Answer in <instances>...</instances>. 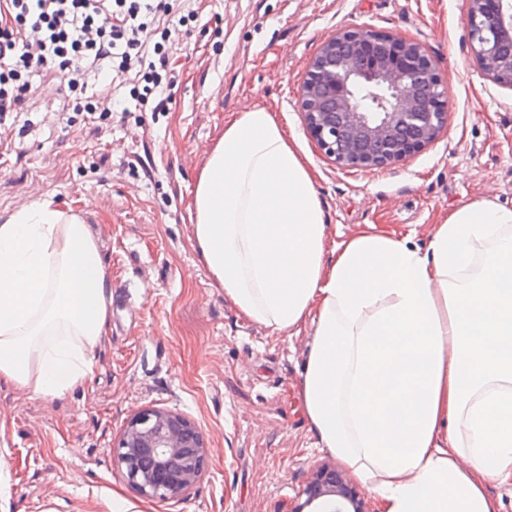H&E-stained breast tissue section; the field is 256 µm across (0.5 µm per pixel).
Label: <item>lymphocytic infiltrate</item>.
<instances>
[{"instance_id": "1", "label": "lymphocytic infiltrate", "mask_w": 512, "mask_h": 512, "mask_svg": "<svg viewBox=\"0 0 512 512\" xmlns=\"http://www.w3.org/2000/svg\"><path fill=\"white\" fill-rule=\"evenodd\" d=\"M198 19L187 0H0V132L29 129L33 82L55 71L91 125L116 111H168L174 47Z\"/></svg>"}]
</instances>
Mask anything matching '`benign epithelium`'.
Returning <instances> with one entry per match:
<instances>
[{
	"label": "benign epithelium",
	"instance_id": "1",
	"mask_svg": "<svg viewBox=\"0 0 512 512\" xmlns=\"http://www.w3.org/2000/svg\"><path fill=\"white\" fill-rule=\"evenodd\" d=\"M474 60L492 80L512 85V0H469ZM387 91L379 111L366 112L356 83ZM448 87L418 42L360 26L344 28L323 44L301 86L309 137L336 165L386 169L437 140L447 127ZM118 465L145 498L187 494L205 475L210 448L188 417L162 408L138 412L117 440ZM289 512H370L361 490L342 468L318 465Z\"/></svg>",
	"mask_w": 512,
	"mask_h": 512
}]
</instances>
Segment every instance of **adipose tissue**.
Here are the masks:
<instances>
[{"label":"adipose tissue","instance_id":"obj_1","mask_svg":"<svg viewBox=\"0 0 512 512\" xmlns=\"http://www.w3.org/2000/svg\"><path fill=\"white\" fill-rule=\"evenodd\" d=\"M200 259L247 319L312 324L300 397L321 447L380 512H498L512 479V207L468 202L428 246L335 247L310 170L266 108L239 112L196 177ZM112 287L81 210L0 214V380L59 397L91 372Z\"/></svg>","mask_w":512,"mask_h":512}]
</instances>
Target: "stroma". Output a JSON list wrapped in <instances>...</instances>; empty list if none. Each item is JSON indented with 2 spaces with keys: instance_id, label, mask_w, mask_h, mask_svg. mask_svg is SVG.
Returning a JSON list of instances; mask_svg holds the SVG:
<instances>
[{
  "instance_id": "stroma-1",
  "label": "stroma",
  "mask_w": 512,
  "mask_h": 512,
  "mask_svg": "<svg viewBox=\"0 0 512 512\" xmlns=\"http://www.w3.org/2000/svg\"><path fill=\"white\" fill-rule=\"evenodd\" d=\"M176 48L170 112L67 126L64 77L36 83L32 125L0 142V213L35 200L91 201L86 219L111 277L112 314L92 372L60 397L0 380V512H288L321 448L299 402L311 327L274 333L215 286L193 245L190 205L205 153L238 112H273L313 175L328 235H414L482 198L512 205V86L486 77L468 0H197ZM370 26L420 42L448 84V126L384 170H344L304 129L309 61L336 31ZM148 406L193 420L210 457L190 495L147 499L122 477L117 438Z\"/></svg>"
}]
</instances>
